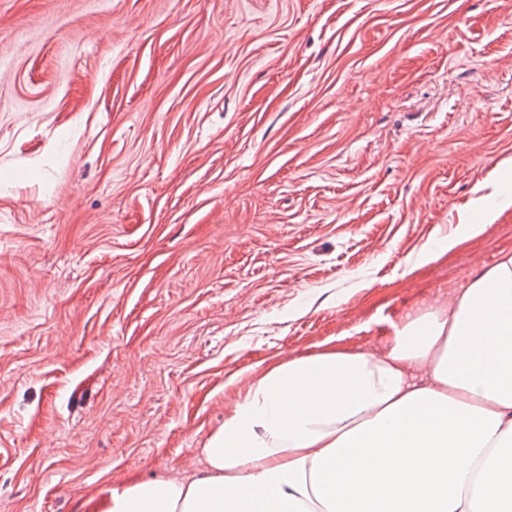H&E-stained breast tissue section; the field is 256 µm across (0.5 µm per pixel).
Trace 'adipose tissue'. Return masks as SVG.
I'll use <instances>...</instances> for the list:
<instances>
[{
	"instance_id": "obj_1",
	"label": "adipose tissue",
	"mask_w": 512,
	"mask_h": 512,
	"mask_svg": "<svg viewBox=\"0 0 512 512\" xmlns=\"http://www.w3.org/2000/svg\"><path fill=\"white\" fill-rule=\"evenodd\" d=\"M200 455L85 512H512V253L381 351L264 370Z\"/></svg>"
}]
</instances>
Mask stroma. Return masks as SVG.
<instances>
[{"instance_id": "35a3bbf8", "label": "stroma", "mask_w": 512, "mask_h": 512, "mask_svg": "<svg viewBox=\"0 0 512 512\" xmlns=\"http://www.w3.org/2000/svg\"><path fill=\"white\" fill-rule=\"evenodd\" d=\"M506 159L512 0H0V512L191 475L262 369L380 349L512 252Z\"/></svg>"}]
</instances>
